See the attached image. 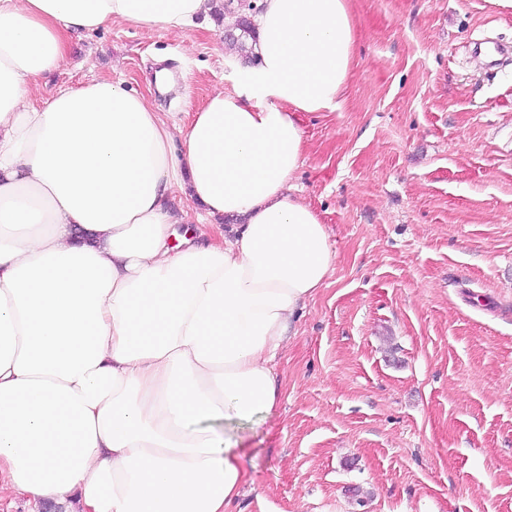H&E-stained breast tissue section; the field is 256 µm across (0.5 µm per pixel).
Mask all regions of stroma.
<instances>
[{
    "instance_id": "obj_1",
    "label": "stroma",
    "mask_w": 512,
    "mask_h": 512,
    "mask_svg": "<svg viewBox=\"0 0 512 512\" xmlns=\"http://www.w3.org/2000/svg\"><path fill=\"white\" fill-rule=\"evenodd\" d=\"M352 72L293 178L336 253L238 426L236 512H512V46L499 0H350ZM124 80L165 112L231 91L221 34H73L36 98Z\"/></svg>"
}]
</instances>
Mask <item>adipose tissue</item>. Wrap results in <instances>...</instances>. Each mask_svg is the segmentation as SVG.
I'll list each match as a JSON object with an SVG mask.
<instances>
[{
    "mask_svg": "<svg viewBox=\"0 0 512 512\" xmlns=\"http://www.w3.org/2000/svg\"><path fill=\"white\" fill-rule=\"evenodd\" d=\"M260 7L256 65L179 119L120 80L32 94L72 33L180 31L211 0H0V491L80 512L239 496L226 426L275 406L270 362L336 260L292 179L356 36L348 0Z\"/></svg>",
    "mask_w": 512,
    "mask_h": 512,
    "instance_id": "1",
    "label": "adipose tissue"
}]
</instances>
